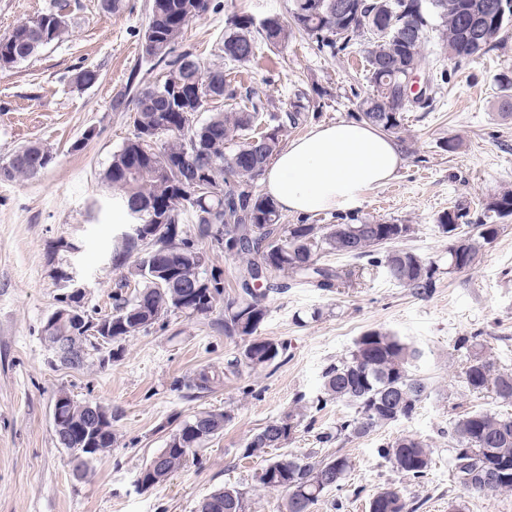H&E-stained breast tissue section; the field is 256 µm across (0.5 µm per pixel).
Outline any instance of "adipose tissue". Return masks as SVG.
Here are the masks:
<instances>
[{"label":"adipose tissue","mask_w":512,"mask_h":512,"mask_svg":"<svg viewBox=\"0 0 512 512\" xmlns=\"http://www.w3.org/2000/svg\"><path fill=\"white\" fill-rule=\"evenodd\" d=\"M399 164L396 142L372 125H318L278 153L265 189L288 214L352 210L367 190L388 183Z\"/></svg>","instance_id":"1"}]
</instances>
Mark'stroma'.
Returning <instances> with one entry per match:
<instances>
[{
  "label": "stroma",
  "instance_id": "1",
  "mask_svg": "<svg viewBox=\"0 0 512 512\" xmlns=\"http://www.w3.org/2000/svg\"><path fill=\"white\" fill-rule=\"evenodd\" d=\"M214 2L215 10L192 22L179 41L208 67L223 62L219 42L233 13L259 21L287 16L289 7V0ZM150 3L121 0L110 12L102 0H0V35L60 4L70 20L59 42L0 71V163L31 142L56 157L38 177L0 179V512H196L203 498L227 485L245 491L248 512H276L282 496L256 487L252 475L260 461L243 458L246 440L298 398L313 400L323 368L370 329L422 351L417 372L428 378L432 393L412 418L327 444L317 437L335 428L345 407L305 408L285 452L317 460L345 456L352 463L342 489L328 492L311 512H367L369 497L388 486L401 489L413 512H512V493L469 494L455 482L446 434L455 411L497 407L489 394L467 389L460 337L480 335L496 367L512 371V217L470 267L455 271L448 268L450 240L437 226L448 209L466 208L475 217L481 202L512 191V90L498 82L512 77V27L494 51L462 64L438 89L434 111L405 112L394 135L401 153L395 179L367 191L351 212L411 225L400 245L439 265L432 292L415 295L368 266L350 288L330 293L302 286L271 295L259 334L286 350L262 371L244 367L224 374L245 340L218 329L220 306L209 319L172 316L129 338L123 356L107 366L93 362L73 370L53 363L40 330L56 304L54 265L73 266L82 275L90 290L87 310L104 314L112 307L120 273L107 256L124 219L114 204L116 190L100 175L133 131L128 111L113 108V99L162 71L141 57ZM83 68L97 70L99 79L80 90L71 79ZM232 75L279 112L298 91L321 102V111L307 112L293 130L296 138L315 125L348 120L352 88L367 85L361 54L336 58L302 37L280 53L259 46L255 60ZM447 141L452 150L444 149ZM60 240L73 251L51 254ZM316 308L322 317L309 320ZM204 368L219 372V380L201 393L183 388ZM62 389L112 413L114 447L81 478L53 425ZM202 411H227L232 419L162 486L139 490L141 468L171 432ZM408 433L432 450V467L421 479L403 476L377 453L381 444Z\"/></svg>",
  "mask_w": 512,
  "mask_h": 512
}]
</instances>
